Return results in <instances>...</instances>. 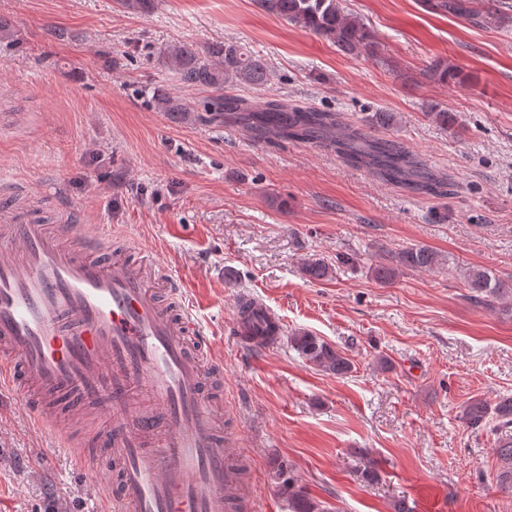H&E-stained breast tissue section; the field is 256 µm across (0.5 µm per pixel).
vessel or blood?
I'll list each match as a JSON object with an SVG mask.
<instances>
[{"instance_id": "obj_1", "label": "vessel or blood", "mask_w": 512, "mask_h": 512, "mask_svg": "<svg viewBox=\"0 0 512 512\" xmlns=\"http://www.w3.org/2000/svg\"><path fill=\"white\" fill-rule=\"evenodd\" d=\"M112 228L87 230L64 216L57 229L28 212H0V392L37 411L40 423L59 400L103 410L112 419L104 447H72L90 468L108 460L112 500L95 512H252L217 425L208 382L204 327L175 282L151 287L142 266L110 249ZM234 315L231 332L246 347L278 317Z\"/></svg>"}]
</instances>
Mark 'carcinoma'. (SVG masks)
<instances>
[{
    "mask_svg": "<svg viewBox=\"0 0 512 512\" xmlns=\"http://www.w3.org/2000/svg\"><path fill=\"white\" fill-rule=\"evenodd\" d=\"M256 2L262 10L310 29L347 54H374L371 34L363 23L340 10L338 0ZM118 3L124 11L140 15L152 13L156 6V0ZM425 5L435 12L464 18L472 12L470 0H426ZM163 61L183 85L216 92L205 102L204 114L197 116L201 122L236 125L259 140L274 137L314 144L336 153L345 165L366 169L411 194L444 197L450 192L449 177L432 173L402 142L371 133L374 125L390 124L392 117L386 112L373 113L361 125L346 126L337 112L290 103L277 95L255 104L241 96L220 93L226 83L261 89L270 82L272 73L267 63L239 44L217 40L203 44L174 43L164 50ZM429 73L444 83L459 77V72L441 61L434 62ZM151 101L161 112H186L179 99L163 88L152 91ZM439 265L436 251L412 245L388 251L387 262L376 265L373 275L387 283L405 270H431ZM304 274L311 280H324L332 276V268L315 260L305 265ZM464 280L467 298L477 305L492 308L498 301L512 299V282L506 283L484 268L467 269ZM290 344L302 359L325 373L343 377L353 369L345 353L308 331L292 333ZM463 418L474 430L493 425L492 432L498 435L496 480L502 489L512 492V397H503L494 404L473 400L464 407ZM349 452L359 461L357 475L361 481H377L376 464L368 452L363 448H351ZM275 487L277 495L288 502L290 512H335L327 503L310 496L294 475L284 469L276 473Z\"/></svg>",
    "mask_w": 512,
    "mask_h": 512,
    "instance_id": "carcinoma-1",
    "label": "carcinoma"
}]
</instances>
